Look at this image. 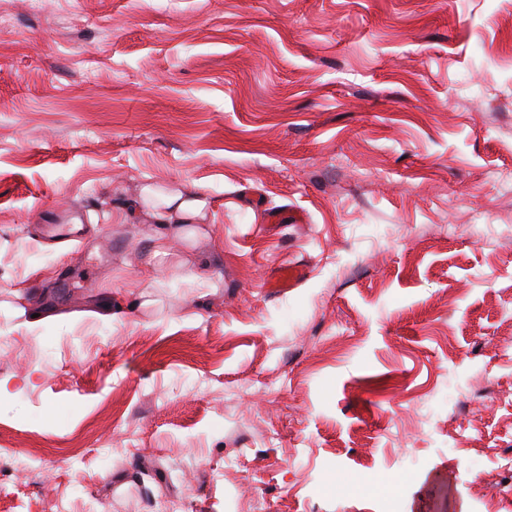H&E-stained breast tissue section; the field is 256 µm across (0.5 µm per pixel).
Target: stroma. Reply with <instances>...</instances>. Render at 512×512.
Listing matches in <instances>:
<instances>
[{
    "mask_svg": "<svg viewBox=\"0 0 512 512\" xmlns=\"http://www.w3.org/2000/svg\"><path fill=\"white\" fill-rule=\"evenodd\" d=\"M0 383V512H512V0H0ZM140 203L139 211L147 224L161 225L172 235H179L184 229L178 225L198 224L203 220L208 206L202 193L194 187L163 192L151 185L142 189Z\"/></svg>",
    "mask_w": 512,
    "mask_h": 512,
    "instance_id": "35a3bbf8",
    "label": "stroma"
}]
</instances>
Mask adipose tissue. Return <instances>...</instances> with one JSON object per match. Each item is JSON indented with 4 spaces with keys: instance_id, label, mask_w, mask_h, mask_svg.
<instances>
[{
    "instance_id": "ef3b65f1",
    "label": "adipose tissue",
    "mask_w": 512,
    "mask_h": 512,
    "mask_svg": "<svg viewBox=\"0 0 512 512\" xmlns=\"http://www.w3.org/2000/svg\"><path fill=\"white\" fill-rule=\"evenodd\" d=\"M208 203L202 193L193 188L164 192L145 186L140 196V212L150 224L162 226L158 243H165L168 234H180L186 224L199 223L205 217Z\"/></svg>"
}]
</instances>
